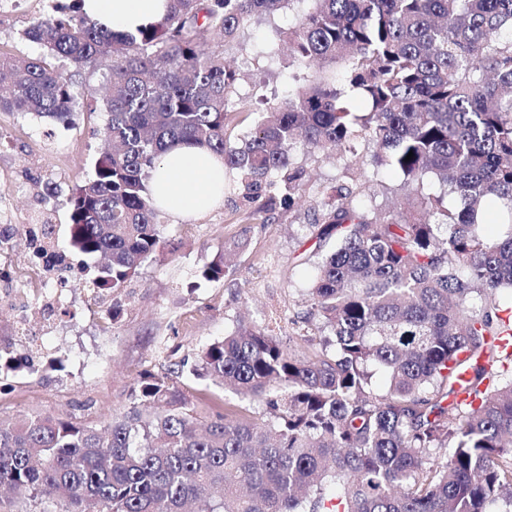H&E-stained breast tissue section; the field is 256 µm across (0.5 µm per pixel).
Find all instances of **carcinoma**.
<instances>
[{
  "label": "carcinoma",
  "instance_id": "cac0c4a2",
  "mask_svg": "<svg viewBox=\"0 0 512 512\" xmlns=\"http://www.w3.org/2000/svg\"><path fill=\"white\" fill-rule=\"evenodd\" d=\"M296 0H168L156 24L116 35L63 0L0 55V109L76 124L102 101L108 147L67 198L69 246L116 291L163 252L149 182L178 145L205 148L244 197L295 204L314 149L348 168L376 148L416 191V212L363 204L345 186L306 225L316 273L296 350L238 325L198 353L193 375L266 407L201 419L172 372L141 377L135 403L97 427L67 414L0 423V488L58 512H512V0H304L285 31L300 83L233 142L238 74L224 48L257 15ZM106 67L104 97L76 72ZM411 160H406L408 153ZM432 174L457 205L423 192ZM335 241L327 252L323 248ZM225 253L202 271L226 275ZM386 387L374 388L376 371ZM467 388L475 400L456 399Z\"/></svg>",
  "mask_w": 512,
  "mask_h": 512
}]
</instances>
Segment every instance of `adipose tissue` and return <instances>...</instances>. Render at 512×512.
Masks as SVG:
<instances>
[{
    "instance_id": "1",
    "label": "adipose tissue",
    "mask_w": 512,
    "mask_h": 512,
    "mask_svg": "<svg viewBox=\"0 0 512 512\" xmlns=\"http://www.w3.org/2000/svg\"><path fill=\"white\" fill-rule=\"evenodd\" d=\"M87 18L123 34L159 22L167 13L166 0H84ZM224 164L212 152L180 146L163 155L150 192L161 209L190 219L224 199Z\"/></svg>"
}]
</instances>
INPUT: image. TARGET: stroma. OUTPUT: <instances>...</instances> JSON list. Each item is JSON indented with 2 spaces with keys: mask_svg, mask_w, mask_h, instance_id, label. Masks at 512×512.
<instances>
[{
  "mask_svg": "<svg viewBox=\"0 0 512 512\" xmlns=\"http://www.w3.org/2000/svg\"><path fill=\"white\" fill-rule=\"evenodd\" d=\"M54 0H12L0 12V52L19 58L36 56V44L21 31L52 11ZM291 11L253 20L224 55L241 73L231 95L239 115L232 138L246 134L258 112L288 95L286 48L280 30L292 21ZM104 112L82 114L75 127L64 128L0 110V213L8 215L15 248L9 261L15 271L7 287L16 295L0 306V338L12 339L22 355L20 370L0 372V420L19 415L70 413L104 426L135 398L141 374H163L180 363L178 386L189 407L199 414L224 405H240L259 418V403L197 379L191 373L199 349L224 336L240 322L255 323L288 338L295 335L292 318L300 311L313 268L314 241L304 239L302 225L311 223L336 189L367 175L372 179L365 202L382 211L410 209L413 196L403 175L377 164L373 145L360 143V167L325 159L319 152H298L294 160L309 175L308 185L292 209L270 206L268 198L243 199L235 173H228L224 200L192 220L159 215L165 241L163 256L145 263L119 292L97 295L72 283L71 316L49 326L39 319L42 299L30 292V229L50 224L57 248L68 238L72 188L94 171L104 147L100 134ZM245 241L233 255L227 276L205 281L203 267L223 253L228 243ZM116 308V321L90 317L91 306ZM33 314L31 334L15 335L22 310Z\"/></svg>",
  "mask_w": 512,
  "mask_h": 512,
  "instance_id": "stroma-1",
  "label": "stroma"
}]
</instances>
